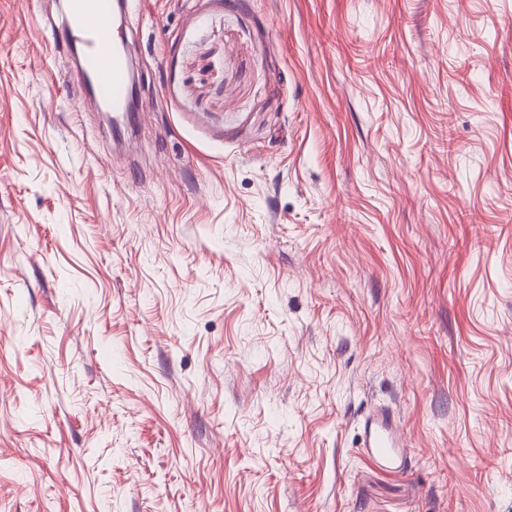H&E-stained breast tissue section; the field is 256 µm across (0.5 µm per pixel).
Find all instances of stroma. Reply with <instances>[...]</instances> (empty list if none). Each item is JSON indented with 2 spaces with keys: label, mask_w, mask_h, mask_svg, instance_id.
Returning a JSON list of instances; mask_svg holds the SVG:
<instances>
[{
  "label": "stroma",
  "mask_w": 512,
  "mask_h": 512,
  "mask_svg": "<svg viewBox=\"0 0 512 512\" xmlns=\"http://www.w3.org/2000/svg\"><path fill=\"white\" fill-rule=\"evenodd\" d=\"M60 12L0 0V512H512V0H135L121 145ZM361 453L375 464L403 471L407 453L402 446L398 425L389 410L377 411L364 417Z\"/></svg>",
  "instance_id": "stroma-1"
}]
</instances>
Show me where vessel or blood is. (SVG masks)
I'll use <instances>...</instances> for the list:
<instances>
[{"label": "vessel or blood", "instance_id": "obj_1", "mask_svg": "<svg viewBox=\"0 0 512 512\" xmlns=\"http://www.w3.org/2000/svg\"><path fill=\"white\" fill-rule=\"evenodd\" d=\"M132 10L131 0H65L58 29L65 49L80 48L76 79L88 88L114 119L132 129L136 117L129 107L131 63L123 49V38L113 28L116 9ZM361 452L375 464L403 470L407 453L401 446L398 425L390 411L366 415L361 434Z\"/></svg>", "mask_w": 512, "mask_h": 512}]
</instances>
